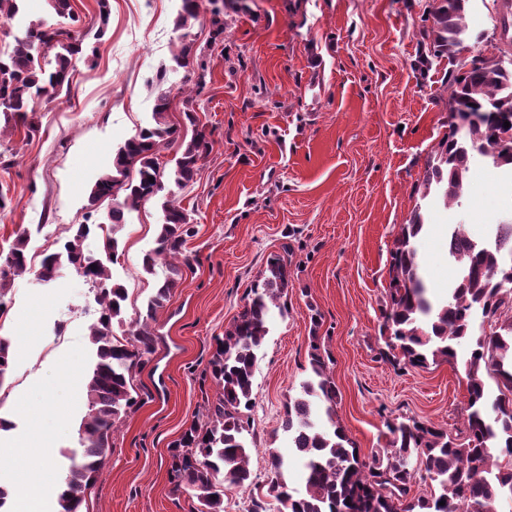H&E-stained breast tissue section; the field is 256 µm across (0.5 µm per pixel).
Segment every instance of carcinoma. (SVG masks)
<instances>
[{"label":"carcinoma","instance_id":"1","mask_svg":"<svg viewBox=\"0 0 512 512\" xmlns=\"http://www.w3.org/2000/svg\"><path fill=\"white\" fill-rule=\"evenodd\" d=\"M175 26L190 29L201 16L200 0H179ZM468 0H435L432 25L420 32L427 53L425 66L446 58L458 66L448 80V108L462 120L438 143L426 162L415 192L424 200L435 194L447 208L459 207L471 163L483 158L495 168L512 170V6L499 19L500 44L456 63L465 48ZM35 21L12 50L0 57V112H9L35 131L28 119L34 98H56L69 89L75 57L84 54L85 35L74 30L47 32ZM174 97L156 85L152 122L122 143L112 168L101 175L88 196L85 224L77 225L59 252L44 257L39 276L54 280L63 264L74 267L97 290L100 313L89 326L95 358L86 385V414L79 430L81 451L71 464L58 493L57 512H81L85 493L102 473L118 424L138 404L132 377L155 352L153 324L181 277L186 238L193 235L191 216L171 199L166 177L185 188L197 175L200 162L212 149L202 130L187 136L169 119ZM179 144L171 174L162 153ZM150 199L161 200L162 223L156 247L145 254L142 268L153 273L165 261L168 274L131 321L124 318L127 291L113 280L117 262V228L125 216ZM108 203L107 228L91 220ZM425 227L419 210L401 225L394 241L389 300L384 311L386 356L410 366L458 363L459 346L470 356L467 372L465 435L457 440L434 426L409 419L387 423L389 447L361 457L336 421V384L322 353L318 336L320 316H310L309 374L299 394L288 399L285 429L292 447L303 459V490L291 491L283 478V460L269 453L272 477L266 496L278 512H496L495 504L512 498V224H497L486 239H475L464 224L448 225V258L458 275L448 297L435 304L427 296L420 274L416 238ZM105 233L103 253L85 251L90 234ZM28 242L18 238L0 250V308L11 282L28 270ZM288 261L272 257L250 285L248 301L216 339L205 374L216 386V401L206 420L194 421L173 445L170 470L175 489L194 500L191 512H224V496L252 485L250 452L256 434L249 412L254 400V366L269 333L273 309L286 310L281 299L288 292ZM488 313L489 328L473 324L474 315ZM128 325L127 336L114 335V325ZM496 379L498 395L490 397L485 377ZM429 490L411 493L417 481Z\"/></svg>","mask_w":512,"mask_h":512}]
</instances>
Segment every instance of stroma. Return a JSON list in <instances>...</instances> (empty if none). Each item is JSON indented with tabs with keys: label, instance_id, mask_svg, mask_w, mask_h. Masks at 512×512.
I'll list each match as a JSON object with an SVG mask.
<instances>
[{
	"label": "stroma",
	"instance_id": "1",
	"mask_svg": "<svg viewBox=\"0 0 512 512\" xmlns=\"http://www.w3.org/2000/svg\"><path fill=\"white\" fill-rule=\"evenodd\" d=\"M101 39L75 63L70 91L34 99L36 131L0 138V187L12 203L0 213V248L29 241L30 270L17 277L0 332L12 355L7 395L16 396V430L50 435L52 498L78 448L86 413L65 360L89 369L88 328L99 315L90 284L71 267L44 282V255L61 248L84 223L87 198L112 155L151 117L158 76L201 105L196 115L213 148L193 183L177 190L195 234L188 265L155 325L156 351L134 378L138 404L113 439L104 472L83 512H190L175 491L169 447L214 399L204 370L214 340L247 301L252 282L274 255L288 256V312L273 316L255 365L250 419L256 449L253 485L224 498V512H247L271 478L269 454L287 467L289 489L304 486L303 468L283 429L285 406L307 376L310 312L338 389L336 414L362 457L388 447L389 419H415L461 435L467 403L464 366L393 367L379 339L390 283L391 249L402 224L421 209L429 228L418 242L433 298H444L456 269L448 259L449 225L473 237L512 222V177L475 160L460 207L415 186L427 159L450 132L447 60L427 76L415 68L419 31L433 0H224V38L212 41L211 13L189 36L190 64L174 67L171 51L179 0H109ZM72 17L47 0H22L14 20L0 22V52L10 51L25 23L98 24L97 0H71ZM497 0H470L467 24L490 50ZM160 206L150 201L121 225L114 276L126 288L133 318L167 274L142 258L155 246Z\"/></svg>",
	"mask_w": 512,
	"mask_h": 512
}]
</instances>
